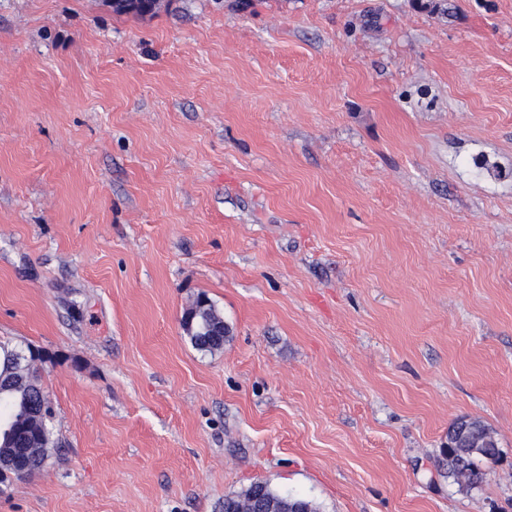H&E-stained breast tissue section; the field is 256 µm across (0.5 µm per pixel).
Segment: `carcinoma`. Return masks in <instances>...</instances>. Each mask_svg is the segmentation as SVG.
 <instances>
[{"label":"carcinoma","instance_id":"obj_1","mask_svg":"<svg viewBox=\"0 0 512 512\" xmlns=\"http://www.w3.org/2000/svg\"><path fill=\"white\" fill-rule=\"evenodd\" d=\"M107 3L114 14L135 18L152 17L164 7V0H107ZM182 327L196 349L214 352L224 348L228 327L224 325L223 315L206 295H198L186 310ZM16 351L17 347L0 341V424L9 422L15 428L14 446L0 444V456L5 458L14 447L29 448L35 444L33 437L21 432V426L27 422L32 411L41 409L42 403L46 402L36 366L16 360ZM448 437L455 443V447L448 449V477L471 488L480 486L484 481V472L477 461L497 460L499 450L492 447L495 440L488 433H483L482 438L489 447L474 451L466 447V437L460 435L455 424L448 430ZM46 460L47 456H40L34 450L22 457L19 466L0 468V483L12 476H31L44 466ZM288 502H300L307 505L308 512H318L312 500L279 492L262 481L253 482L242 491L225 496L224 512H256V509L266 505L275 510Z\"/></svg>","mask_w":512,"mask_h":512}]
</instances>
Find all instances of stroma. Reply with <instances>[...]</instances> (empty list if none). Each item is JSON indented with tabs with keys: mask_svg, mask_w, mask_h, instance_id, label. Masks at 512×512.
Segmentation results:
<instances>
[{
	"mask_svg": "<svg viewBox=\"0 0 512 512\" xmlns=\"http://www.w3.org/2000/svg\"><path fill=\"white\" fill-rule=\"evenodd\" d=\"M437 2L0 0V340L56 443L0 512H512V0ZM107 3L114 14L135 18L153 17L167 5L163 0H107ZM204 302L201 303L200 299ZM192 316L193 324L188 326L187 318ZM182 327L192 345L201 351L214 352L224 348L229 330L224 325V317L215 305L204 295H198L182 318ZM223 336H214V335ZM459 420V419H458ZM448 430V440L455 443L454 448H448V477L457 483H464L466 486L476 488L484 481L485 473L479 468L476 461L480 459L496 461L499 457L498 443L488 433H483L482 438L489 445L496 448H480L473 451L472 448H465L466 437L460 435L457 430V422ZM288 501L307 505L308 512L319 511L311 499L279 492L262 481L253 482L238 493L226 495L223 507L224 512H258L256 509L264 508L266 504L275 510Z\"/></svg>",
	"mask_w": 512,
	"mask_h": 512,
	"instance_id": "obj_1",
	"label": "stroma"
}]
</instances>
